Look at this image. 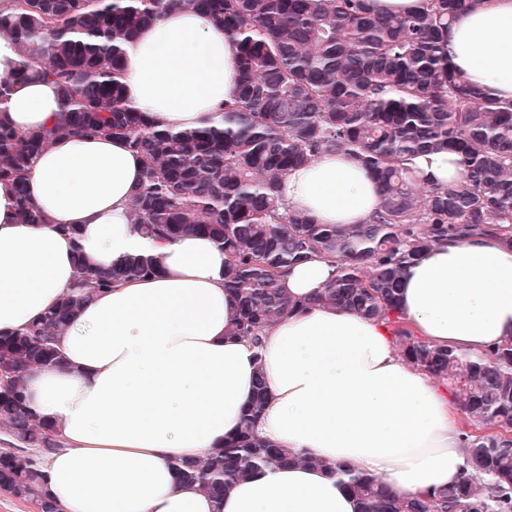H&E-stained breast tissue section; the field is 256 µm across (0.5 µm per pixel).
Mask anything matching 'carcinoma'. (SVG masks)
<instances>
[{
    "instance_id": "carcinoma-1",
    "label": "carcinoma",
    "mask_w": 512,
    "mask_h": 512,
    "mask_svg": "<svg viewBox=\"0 0 512 512\" xmlns=\"http://www.w3.org/2000/svg\"><path fill=\"white\" fill-rule=\"evenodd\" d=\"M479 0H422L391 16L369 0H15L0 33L58 84L55 123L19 132L0 119V181L14 187L17 219L44 218L29 201L33 157L53 139L115 136L144 159L130 201L135 223L158 242L203 234L227 256L224 288L237 300L233 332L261 345L262 332L288 314L281 278L320 256L336 275L316 300L394 324L403 356L448 384L479 426L465 432L461 481L433 494L397 496L377 478L338 464L361 512H512V341L485 357L433 348L400 325L397 291L407 268L448 235L495 233L512 243V102L483 95L448 57V25ZM171 7L201 10L234 40L238 94L190 130L161 129L123 99V58L140 30ZM460 157L461 179L445 189L413 167L427 152ZM327 152L358 159L381 186L368 224H318L285 206L278 189L288 171ZM75 245L77 277L57 306L17 331H0V429L13 450L0 454V485L38 512H58L47 497L44 466L62 448L34 418L23 385L36 368L63 361L58 336L99 292L155 274L151 257L103 271ZM264 377L240 430L203 462L176 460L182 482L197 483L217 504L258 470L293 455L254 432L266 404Z\"/></svg>"
}]
</instances>
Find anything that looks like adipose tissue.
Returning <instances> with one entry per match:
<instances>
[{
	"label": "adipose tissue",
	"mask_w": 512,
	"mask_h": 512,
	"mask_svg": "<svg viewBox=\"0 0 512 512\" xmlns=\"http://www.w3.org/2000/svg\"><path fill=\"white\" fill-rule=\"evenodd\" d=\"M448 55L483 93L512 100V0L458 14ZM19 63L15 41L0 33V76L14 79L7 118L22 132L52 125L57 86L15 79ZM123 86L125 104L158 126L195 128L237 95L232 39L203 12L169 9L127 49ZM142 169L120 139L56 141L26 184L41 224L17 223L14 190L0 182V330L58 303L75 281L76 251L103 270L134 255L159 266L84 304L60 337L62 364L25 381L31 411L66 444L47 466L59 512H360L336 475L306 464L261 470L220 506L176 480L173 460L204 458L240 430L261 378L269 396L257 432L279 447L380 477L401 496L461 479L447 386L401 359L385 322L311 303L335 272L330 261L288 269L294 307L254 351L231 330L223 249L196 234L157 244L133 224L128 202ZM280 195L317 223L343 226L369 223L381 201L376 179L344 153L290 170ZM61 224L77 225L78 246ZM399 309L434 347L478 354L512 340V248L494 234L449 237L408 268Z\"/></svg>",
	"instance_id": "obj_1"
}]
</instances>
